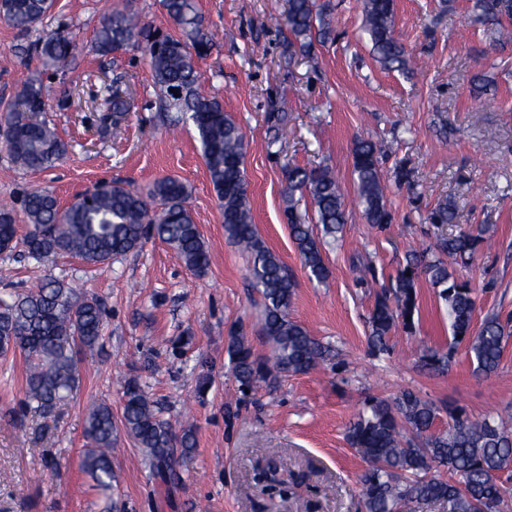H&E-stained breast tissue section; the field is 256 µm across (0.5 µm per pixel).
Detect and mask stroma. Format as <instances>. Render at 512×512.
<instances>
[{"label": "stroma", "instance_id": "35a3bbf8", "mask_svg": "<svg viewBox=\"0 0 512 512\" xmlns=\"http://www.w3.org/2000/svg\"><path fill=\"white\" fill-rule=\"evenodd\" d=\"M111 4L141 14L156 31L178 32L160 0H55L25 35L0 19V102L41 77V118L68 145L61 160L37 173L17 167L0 145V205L34 186L52 189L65 205L102 180L143 188L176 177L190 191L211 262L194 274L154 237L96 267L70 256L37 262L20 250L0 254V293L59 279L97 296L105 309L102 341L79 349L76 384L50 414L24 404L23 357L0 359V512H362L367 463L344 432L364 398L392 400L411 389L474 416L512 413V340L487 379L475 374L462 345L447 370L419 367L420 348L442 349L451 339L446 306L427 279L416 283L414 329L396 328L388 353L372 355L367 345L376 291L392 286L409 254L479 224L495 232L466 272L479 289L474 320H512V41L499 44L469 28L474 0H395L409 76L374 60L357 0H330L334 38L314 43L307 57L277 23L287 0H197L213 39L198 62L201 89L223 101L246 136L254 222L294 276L292 318L332 349L316 370L248 394L231 368L229 331L243 324L256 354L271 348L260 333L263 307L247 258L224 232L196 128L187 121L170 129L153 109L158 89L147 59L130 51L114 62L92 52V32ZM63 25L81 40L71 69L55 75L26 48ZM116 77L131 106L107 119L99 110L102 87ZM275 97L286 101L288 123L272 146L265 112ZM359 138L394 147L380 162L394 220L378 229L349 202L341 238L324 248L329 275L319 282L283 219L291 202L300 214L311 212L309 199L288 198L284 169L332 167L353 193L351 151ZM400 166L410 172L403 181L395 177ZM443 201L454 205L455 222L429 223ZM361 261L373 266L376 288L357 287ZM130 378L161 418L178 430L192 427L195 446L173 448V469H153L119 434L115 479L102 491L79 468L83 432L98 403L111 404L121 419Z\"/></svg>", "mask_w": 512, "mask_h": 512}]
</instances>
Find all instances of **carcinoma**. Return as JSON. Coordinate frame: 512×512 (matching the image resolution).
<instances>
[{
	"label": "carcinoma",
	"mask_w": 512,
	"mask_h": 512,
	"mask_svg": "<svg viewBox=\"0 0 512 512\" xmlns=\"http://www.w3.org/2000/svg\"><path fill=\"white\" fill-rule=\"evenodd\" d=\"M179 35L151 32L137 15L118 7L107 9L92 33L93 50L112 60L130 50L148 60L159 89L158 111L174 112L171 123L191 120L198 130L203 158L219 203L224 229L248 257V276L264 307L262 331L271 344L268 358L254 353L243 327L232 330L227 352L241 389L253 390L281 376L305 374L330 352L290 316L295 281L288 267L270 250L253 224L244 172L245 135L215 96L200 90L198 61L213 46L196 0H161ZM54 0H0V17L26 34L52 11ZM363 26L371 51L383 69L409 74L410 53L394 34V0H360ZM512 20V0H476L471 23L486 27L490 39L509 36L505 21ZM288 33L303 54L313 41L324 43L334 31L331 9L319 0H288L283 17ZM80 36L69 28L45 34L27 48L42 66L67 70ZM39 78L24 83L14 102L0 107V139L14 163L30 172L54 166L67 152L55 128L37 119L44 111ZM129 102L119 90L109 93L106 111L125 112ZM288 121V106L270 99L266 112L269 145L279 140ZM382 148L360 139L352 148V176L356 199L369 224L393 221L380 170ZM290 205L285 209L293 240L309 276L317 281L328 274L323 251L326 239L336 238L345 224V195L326 166L287 168ZM310 199L315 223H306L293 202L295 192ZM189 192L173 177L155 181L147 191L118 183H101L77 194L63 207L48 188L24 192L21 211L31 229L18 239L15 210L0 205V253L23 244L28 257L41 260L69 255L88 265L102 266L134 251L153 235L174 248L186 267L201 275L210 254L189 207ZM454 207L443 202L429 215L432 224H451ZM492 226L442 238L437 255L428 260L413 254L400 270L395 285L376 294L369 317L371 351H389L388 336L401 325L414 328L417 309L415 283L428 279L448 308L452 341L465 342L476 362L475 371L495 373L506 343L512 337L499 317L490 316L474 326L477 289L455 274L454 266L471 265ZM104 307L94 296H80L61 280H48L25 292L0 298V357L20 354L27 363L26 406L40 414L51 412L76 381L77 348H92L103 331ZM452 352L427 348L420 362L429 370L448 367ZM122 424L145 452L147 459L168 465L172 425L160 418L153 402L135 379L123 390ZM448 413V431L432 432L441 410ZM412 436L404 435L405 429ZM117 427L112 406L101 402L90 412L85 429L82 471L102 489L112 487V447ZM345 436L369 462L362 475L365 512H409L421 501H443L450 512H507V484L512 482V415L472 418L455 406L444 408L414 390L393 403L371 397L346 426Z\"/></svg>",
	"instance_id": "cac0c4a2"
}]
</instances>
